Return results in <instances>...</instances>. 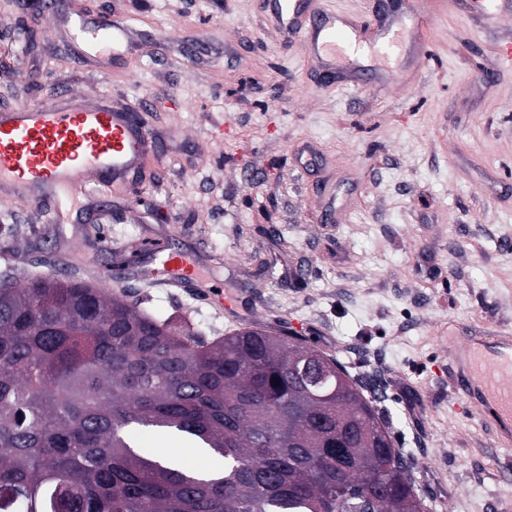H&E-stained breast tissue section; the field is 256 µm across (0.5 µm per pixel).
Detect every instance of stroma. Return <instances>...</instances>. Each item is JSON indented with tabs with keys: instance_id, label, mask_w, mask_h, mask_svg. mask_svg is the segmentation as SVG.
Here are the masks:
<instances>
[{
	"instance_id": "stroma-1",
	"label": "stroma",
	"mask_w": 512,
	"mask_h": 512,
	"mask_svg": "<svg viewBox=\"0 0 512 512\" xmlns=\"http://www.w3.org/2000/svg\"><path fill=\"white\" fill-rule=\"evenodd\" d=\"M121 20L133 50L107 72L86 62L49 16L0 0V109L72 92L143 113L155 136L146 178L56 224L26 202L0 205V274L72 272L84 248L113 275L130 241L195 256L235 299L236 316L192 290L117 296L205 336L242 327L299 336L379 389L395 447L410 457L428 512H498L512 447L457 415L440 327L512 330V14L491 19L438 0H398L436 16L430 55L384 88L316 87L299 45L265 23L257 0H63Z\"/></svg>"
}]
</instances>
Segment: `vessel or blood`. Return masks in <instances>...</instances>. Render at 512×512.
<instances>
[{
    "instance_id": "obj_1",
    "label": "vessel or blood",
    "mask_w": 512,
    "mask_h": 512,
    "mask_svg": "<svg viewBox=\"0 0 512 512\" xmlns=\"http://www.w3.org/2000/svg\"><path fill=\"white\" fill-rule=\"evenodd\" d=\"M262 13L286 43L299 44L308 61L323 65L324 80H334L338 62L367 46L388 58L406 51L401 27L425 34L428 16H401L396 0H379L367 14L353 16L329 7L327 0H259ZM46 11L69 28L75 49L97 68L108 70L114 51L127 52V30L117 20L63 11L61 0H46ZM153 141L143 114L121 112L104 101L73 94L53 96L0 111V200L25 201L51 210L57 220L71 215L77 194H97L115 184L134 183ZM163 270L145 271L148 280L171 288H196L216 295L196 259L152 243ZM448 386L456 409L490 422L498 443L512 446V332L449 329Z\"/></svg>"
}]
</instances>
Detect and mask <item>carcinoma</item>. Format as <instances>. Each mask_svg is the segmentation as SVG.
<instances>
[{"label": "carcinoma", "mask_w": 512, "mask_h": 512, "mask_svg": "<svg viewBox=\"0 0 512 512\" xmlns=\"http://www.w3.org/2000/svg\"><path fill=\"white\" fill-rule=\"evenodd\" d=\"M360 425L349 441L345 426ZM144 430L222 458L203 475ZM0 512H425L372 401L272 331L210 340L103 282L0 283Z\"/></svg>", "instance_id": "carcinoma-1"}]
</instances>
